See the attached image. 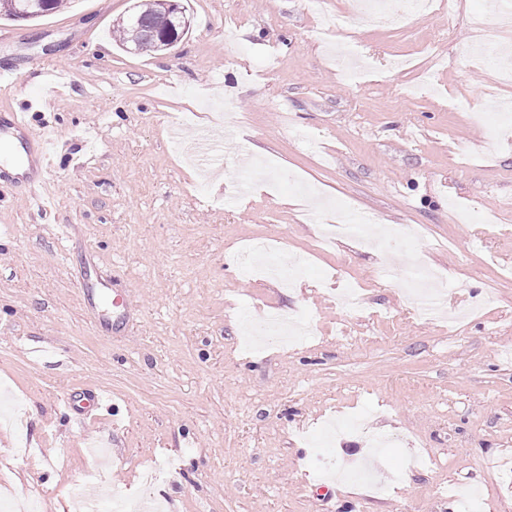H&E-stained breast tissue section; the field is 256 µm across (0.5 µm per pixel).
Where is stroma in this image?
Here are the masks:
<instances>
[{
  "mask_svg": "<svg viewBox=\"0 0 512 512\" xmlns=\"http://www.w3.org/2000/svg\"><path fill=\"white\" fill-rule=\"evenodd\" d=\"M133 0H73L0 20V117L23 110L62 147L40 193L0 183V483L66 512L97 491L137 498L144 469L164 512H512V100L470 49L512 44L473 18L483 0L406 13L353 35L350 0H187L191 29L129 54L115 30ZM373 57L343 77L331 44ZM57 63L67 87L30 101ZM470 102L453 112V98ZM218 162L193 164L199 130ZM82 155L76 168L71 158ZM371 213L373 246L329 223ZM296 288L245 277L255 241ZM444 284L455 323L412 307L410 264ZM107 279L124 322L84 291ZM355 288L366 309L336 300ZM306 313L311 339L247 344V318ZM104 392L84 419L76 394ZM101 466L97 487L86 484Z\"/></svg>",
  "mask_w": 512,
  "mask_h": 512,
  "instance_id": "stroma-1",
  "label": "stroma"
}]
</instances>
